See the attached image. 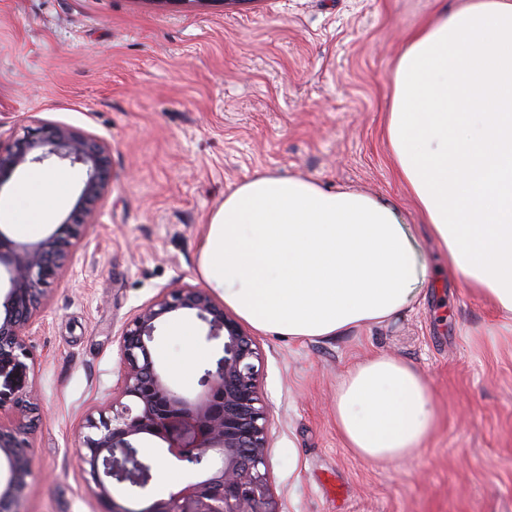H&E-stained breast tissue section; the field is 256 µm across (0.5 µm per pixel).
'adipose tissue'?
Segmentation results:
<instances>
[{
    "mask_svg": "<svg viewBox=\"0 0 512 512\" xmlns=\"http://www.w3.org/2000/svg\"><path fill=\"white\" fill-rule=\"evenodd\" d=\"M390 82L397 174L449 275L512 333V0H441L433 21L406 33ZM69 182L34 172L0 217L35 231ZM198 270L255 330L333 340L412 310L425 273L396 203L269 172L225 195ZM436 425L423 376L401 359L369 357L337 386L336 429L368 462L405 459Z\"/></svg>",
    "mask_w": 512,
    "mask_h": 512,
    "instance_id": "adipose-tissue-1",
    "label": "adipose tissue"
}]
</instances>
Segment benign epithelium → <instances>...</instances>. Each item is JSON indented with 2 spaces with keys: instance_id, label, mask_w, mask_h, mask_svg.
<instances>
[{
  "instance_id": "benign-epithelium-1",
  "label": "benign epithelium",
  "mask_w": 512,
  "mask_h": 512,
  "mask_svg": "<svg viewBox=\"0 0 512 512\" xmlns=\"http://www.w3.org/2000/svg\"><path fill=\"white\" fill-rule=\"evenodd\" d=\"M55 159L84 173L80 193L65 221L47 240L18 243L0 230V362L28 353L26 330L35 320L49 280L64 266L68 250L95 223L108 190L110 146L99 137L60 123L18 139L0 151V185L16 170ZM188 310L208 325L206 339L224 338L222 354L198 379L191 401L166 382L150 344L169 314ZM120 369L109 414L87 418L77 451L90 491L106 512H278L269 492L266 448L268 406L258 390L260 354L252 339L203 288L176 285L137 310L123 330ZM37 407L27 396L0 412V512H22L30 468L24 448ZM157 438L166 452L200 478L166 499L134 509L118 502L112 483H127L147 496L160 457L140 443Z\"/></svg>"
}]
</instances>
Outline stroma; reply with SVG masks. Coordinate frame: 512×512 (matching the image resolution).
<instances>
[{
    "instance_id": "1",
    "label": "stroma",
    "mask_w": 512,
    "mask_h": 512,
    "mask_svg": "<svg viewBox=\"0 0 512 512\" xmlns=\"http://www.w3.org/2000/svg\"><path fill=\"white\" fill-rule=\"evenodd\" d=\"M437 0H0V146L44 123L111 147L97 222L49 286L28 353L0 364V409L31 395L25 512H105L77 462L105 408L119 340L175 283L203 287L211 213L258 172L397 203L427 265L422 300L395 324L337 340L254 332L270 408L267 466L280 512H512V336L482 332L489 307L449 277L386 141L390 75L406 31ZM191 341L160 324L168 384L199 394L221 341L186 312ZM195 370H172L186 346ZM386 353L426 379L439 421L419 451L377 465L345 448L336 385Z\"/></svg>"
}]
</instances>
